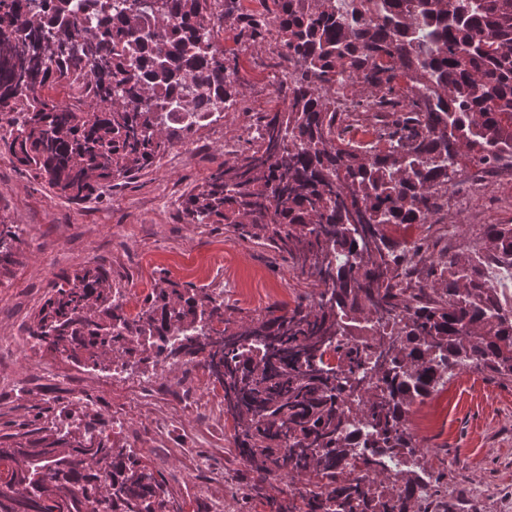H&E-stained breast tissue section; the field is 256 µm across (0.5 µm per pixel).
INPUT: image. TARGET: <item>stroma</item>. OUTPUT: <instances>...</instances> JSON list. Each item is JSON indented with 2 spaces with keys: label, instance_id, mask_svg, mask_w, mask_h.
<instances>
[{
  "label": "stroma",
  "instance_id": "35a3bbf8",
  "mask_svg": "<svg viewBox=\"0 0 512 512\" xmlns=\"http://www.w3.org/2000/svg\"><path fill=\"white\" fill-rule=\"evenodd\" d=\"M266 52L239 54L243 102L223 122L199 130L188 150L172 149L155 167L101 188L84 201L59 196L0 148V206L23 229L20 262L0 278V338L22 336L50 291L56 274L98 261L119 283L148 296L161 275L223 290L224 299L250 312L313 295L287 262L267 249L226 232L223 225L197 227L183 218L178 201L204 182L219 162L250 145L253 127L272 106ZM470 199L460 210L459 197ZM450 247L465 252L485 224H512V175L482 187L461 174L442 214ZM0 373L35 394L72 399L84 395L100 409L120 401L102 372L77 368L81 397L47 378L36 365L0 348ZM408 426L420 445L418 462L443 470L448 512H512V381L464 370L439 385L433 399L413 405Z\"/></svg>",
  "mask_w": 512,
  "mask_h": 512
}]
</instances>
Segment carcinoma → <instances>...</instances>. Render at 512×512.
I'll list each match as a JSON object with an SVG mask.
<instances>
[{"label":"carcinoma","mask_w":512,"mask_h":512,"mask_svg":"<svg viewBox=\"0 0 512 512\" xmlns=\"http://www.w3.org/2000/svg\"><path fill=\"white\" fill-rule=\"evenodd\" d=\"M273 2L269 16L240 0H0L5 149L72 200L152 167L203 127L199 113L237 102L238 56L216 46V22L269 45L285 109L264 113L247 151L182 211L324 288L317 303L243 319L210 289L161 276L130 316L110 270L85 264L59 278L27 333L79 367L104 369L115 352L146 369L203 356L241 464L261 479H317L271 512H427L418 471L376 481V449L419 452L410 407L455 371L512 380V314L489 282L494 267L512 280V224L484 225L478 255L448 252L408 273L406 245L385 227L440 223L449 173L512 160V0H348L345 12L341 0ZM360 129L375 139H356ZM20 245L0 209V277ZM383 318L398 319V338L373 336V356L343 341ZM173 329L197 339L165 351ZM25 410L0 429V512H86L91 496L108 512H183L165 478L94 436L100 411L74 417L43 398ZM354 418L375 449L357 474L345 465ZM102 469L112 483H96Z\"/></svg>","instance_id":"cac0c4a2"}]
</instances>
